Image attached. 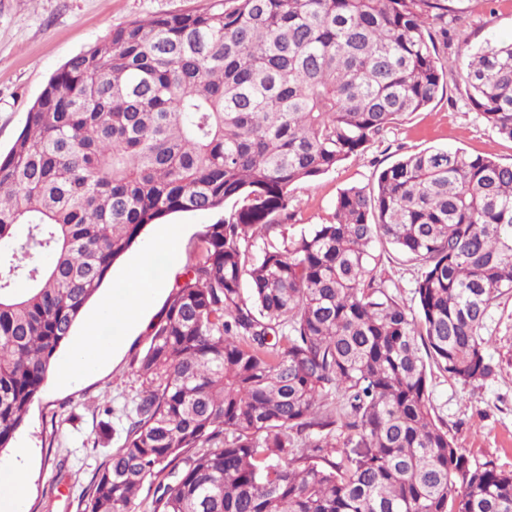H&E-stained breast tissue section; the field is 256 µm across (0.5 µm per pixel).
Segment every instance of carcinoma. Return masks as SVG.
<instances>
[{
  "mask_svg": "<svg viewBox=\"0 0 512 512\" xmlns=\"http://www.w3.org/2000/svg\"><path fill=\"white\" fill-rule=\"evenodd\" d=\"M449 2L209 0L57 70L0 155V451L145 228L232 200L151 327L83 512H137L145 486L152 512H512V471L454 445L428 381L432 365L463 387L495 373L483 330L512 294V164L425 149L288 235L292 185L443 89L438 45L466 23ZM464 81L512 140V39L470 53ZM377 242L418 267L416 307Z\"/></svg>",
  "mask_w": 512,
  "mask_h": 512,
  "instance_id": "carcinoma-1",
  "label": "carcinoma"
}]
</instances>
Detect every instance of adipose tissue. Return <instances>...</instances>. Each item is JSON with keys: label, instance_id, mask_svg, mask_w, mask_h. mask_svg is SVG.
Masks as SVG:
<instances>
[{"label": "adipose tissue", "instance_id": "1", "mask_svg": "<svg viewBox=\"0 0 512 512\" xmlns=\"http://www.w3.org/2000/svg\"><path fill=\"white\" fill-rule=\"evenodd\" d=\"M160 283L144 276H135L130 288L118 300L105 301L97 312L96 322L90 323L85 334L74 344L68 362L72 372H88L108 355L97 336L100 320H109L125 326L136 324L160 291ZM27 449H17L14 461L0 463V512H22L28 485L23 473Z\"/></svg>", "mask_w": 512, "mask_h": 512}]
</instances>
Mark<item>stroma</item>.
<instances>
[{
    "mask_svg": "<svg viewBox=\"0 0 512 512\" xmlns=\"http://www.w3.org/2000/svg\"><path fill=\"white\" fill-rule=\"evenodd\" d=\"M206 0H0V153H7L24 127L28 109L49 78L72 56L111 36L135 19L180 13ZM467 23L459 42L441 50L448 65L443 93L425 109L409 114L371 141L364 151L342 161L311 182L291 188L296 227L331 218L338 194L349 187L371 186L373 175L398 160L428 148H459L467 154L512 163V140L496 131L471 108L463 80L464 60L476 47L512 37V0H459ZM179 212L150 225L139 242L112 267L104 292L124 290L123 276L134 258L148 254V278L174 282L189 261L205 225L233 210ZM178 235V252L155 247L159 228ZM169 294L161 292L132 328L124 343L93 371L62 379L68 349H61L40 395L31 404L13 444L26 447L29 492L24 512H81L80 501L96 470L120 444L118 414L141 388L134 362L148 346L151 326L163 313ZM484 334L497 373L476 386L462 387L440 373L429 380L438 418L458 448L473 462L493 461L512 470V298L489 310ZM64 472L56 480V472Z\"/></svg>",
    "mask_w": 512,
    "mask_h": 512,
    "instance_id": "35a3bbf8",
    "label": "stroma"
}]
</instances>
